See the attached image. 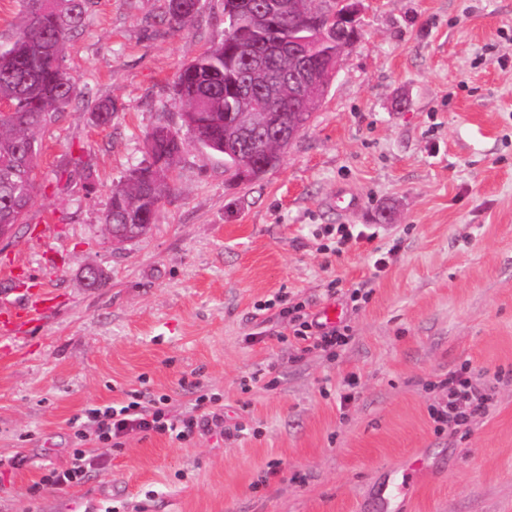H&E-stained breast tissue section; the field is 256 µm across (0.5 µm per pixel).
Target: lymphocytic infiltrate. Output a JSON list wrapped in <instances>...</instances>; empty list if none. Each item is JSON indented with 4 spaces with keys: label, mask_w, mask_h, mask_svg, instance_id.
Masks as SVG:
<instances>
[{
    "label": "lymphocytic infiltrate",
    "mask_w": 512,
    "mask_h": 512,
    "mask_svg": "<svg viewBox=\"0 0 512 512\" xmlns=\"http://www.w3.org/2000/svg\"><path fill=\"white\" fill-rule=\"evenodd\" d=\"M277 304L281 316L291 317L295 322V336L302 344V353L320 351L332 355L350 343L349 324L324 325L312 313L303 311L301 305L290 304L283 296L278 297ZM442 383L448 388V401L431 412L438 428L455 432L488 415L494 396L491 384L478 382L457 368L448 369ZM223 422V405L217 399L204 395L196 396L191 408L182 414L174 412L172 399L167 395L152 397L137 393L118 408L92 406L70 422L76 446L70 454L68 468L48 470L41 482L57 488L81 483L94 464L86 450L87 443L91 441L119 448L124 438L133 432L145 436L170 432L185 441L220 428Z\"/></svg>",
    "instance_id": "1"
}]
</instances>
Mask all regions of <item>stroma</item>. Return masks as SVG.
I'll return each instance as SVG.
<instances>
[{"mask_svg":"<svg viewBox=\"0 0 512 512\" xmlns=\"http://www.w3.org/2000/svg\"><path fill=\"white\" fill-rule=\"evenodd\" d=\"M361 34L309 128L280 163L234 181L184 134L172 196L144 238L105 241L113 186L144 164L145 136L181 128L179 69L224 38V0H201L172 31L167 0H94L70 38L76 94L41 134L38 185L0 242V297L47 289L57 307L0 361V512H363L387 469L414 453L433 471L410 512H512V0H364ZM112 100V120L94 106ZM67 186L58 189L56 178ZM363 198L354 213L328 199ZM372 233L341 256L318 229ZM392 250L371 280L374 250ZM107 277L84 281L88 266ZM371 281L336 356L298 357L287 320L259 302L319 308L333 279ZM496 371L487 417L439 434L431 405L451 367ZM260 369L277 384L251 383ZM359 379L343 401L348 375ZM199 381L243 432L180 441L130 434L90 446L82 483L65 468L69 421L131 390L188 408Z\"/></svg>","mask_w":512,"mask_h":512,"instance_id":"1","label":"stroma"}]
</instances>
